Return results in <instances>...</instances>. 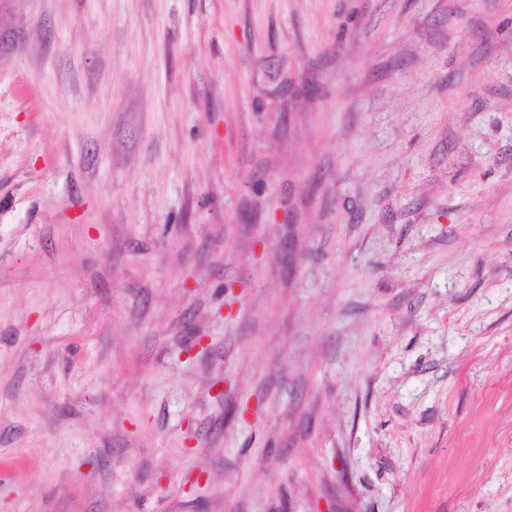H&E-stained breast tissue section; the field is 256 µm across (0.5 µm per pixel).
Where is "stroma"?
I'll use <instances>...</instances> for the list:
<instances>
[{
	"label": "stroma",
	"instance_id": "obj_1",
	"mask_svg": "<svg viewBox=\"0 0 512 512\" xmlns=\"http://www.w3.org/2000/svg\"><path fill=\"white\" fill-rule=\"evenodd\" d=\"M0 512H512V0H0Z\"/></svg>",
	"mask_w": 512,
	"mask_h": 512
}]
</instances>
